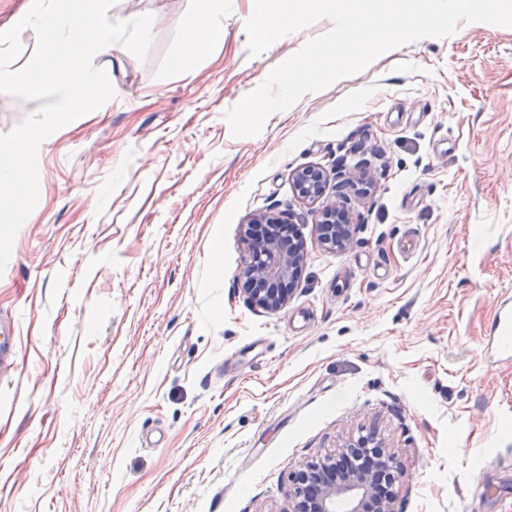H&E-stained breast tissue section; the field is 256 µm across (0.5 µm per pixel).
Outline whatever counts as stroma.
Here are the masks:
<instances>
[{
    "mask_svg": "<svg viewBox=\"0 0 512 512\" xmlns=\"http://www.w3.org/2000/svg\"><path fill=\"white\" fill-rule=\"evenodd\" d=\"M199 8L117 0L110 20L152 16L147 59L95 57L114 97L39 146L0 273V512H281L292 466L371 429L407 472L395 512H512V362L489 346L512 307V27L398 47L236 137L225 112L333 23L253 56L254 0H224L185 70ZM341 155L369 176L327 178L354 230L333 252L291 175ZM284 212L305 264L267 313L242 231ZM181 26L185 35L177 50L176 60L181 67L188 69L201 48L214 42L218 32L222 30L223 33L224 28L220 20L214 18L209 6L198 16L184 18ZM14 323L10 321L0 322V370L1 375L13 370L11 356L15 351Z\"/></svg>",
    "mask_w": 512,
    "mask_h": 512,
    "instance_id": "35a3bbf8",
    "label": "stroma"
}]
</instances>
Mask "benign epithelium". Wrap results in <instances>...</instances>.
Listing matches in <instances>:
<instances>
[{
    "instance_id": "benign-epithelium-1",
    "label": "benign epithelium",
    "mask_w": 512,
    "mask_h": 512,
    "mask_svg": "<svg viewBox=\"0 0 512 512\" xmlns=\"http://www.w3.org/2000/svg\"><path fill=\"white\" fill-rule=\"evenodd\" d=\"M342 186L365 176L355 165L335 166ZM327 171L320 166L298 169L292 182L299 198L318 202ZM334 204L318 212L320 241L330 251H344L352 242V225ZM248 262L244 292L251 302L271 313L290 301L304 263L301 248H290L274 236H245ZM406 476L396 454L383 438L345 439L336 448L292 467L288 504L281 512H395V486Z\"/></svg>"
}]
</instances>
